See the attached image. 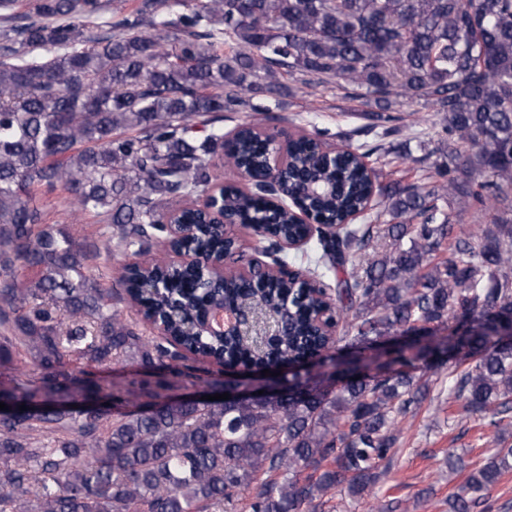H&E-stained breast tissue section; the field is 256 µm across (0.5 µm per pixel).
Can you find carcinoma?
Listing matches in <instances>:
<instances>
[{"label": "carcinoma", "instance_id": "carcinoma-1", "mask_svg": "<svg viewBox=\"0 0 512 512\" xmlns=\"http://www.w3.org/2000/svg\"><path fill=\"white\" fill-rule=\"evenodd\" d=\"M280 74L351 86L383 139L401 133L393 99H423L444 114L443 152L471 143L470 167L490 178L460 183L445 166L429 183L378 188L366 159L401 158V145H345L324 165L320 140L305 137L287 178L322 188L310 206L338 229H316L315 263L336 288L320 280L317 295L302 293L294 259L273 281H243L233 266L252 264L244 250L210 289L178 272L158 288L145 287L148 269L119 275L143 317H173L162 344L112 308L87 248L43 222L41 197L101 225L107 254L151 255L166 221L194 220L177 202L212 194L217 153L262 171L259 131L224 140L223 112L287 95ZM511 186L512 0H0V369L19 374L0 399L27 406L0 419V512H237L243 502L318 512L332 489L362 498L445 368L448 398L511 428L512 342L500 332L512 325V225L484 230L475 247L440 205L454 196L512 210ZM224 206L243 223L267 216L284 237L310 232L231 185ZM372 209L373 223H345ZM226 232L196 224L188 243L220 252ZM25 267L36 277L19 279ZM216 294L228 308L267 305L285 330L262 348L200 335L194 323ZM322 307L334 336L315 334ZM404 334L415 348L399 344ZM389 344L385 366L356 381L346 368L283 372L284 391L262 400L171 395L201 380L185 351L262 371ZM126 357L155 379L116 388L98 375ZM511 470L512 446L487 449L451 494L452 512H489Z\"/></svg>", "mask_w": 512, "mask_h": 512}]
</instances>
